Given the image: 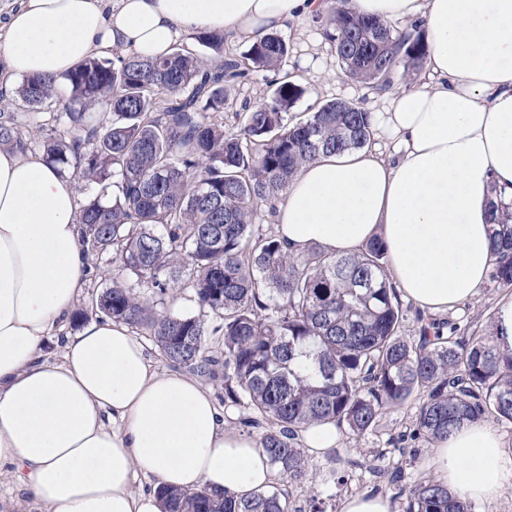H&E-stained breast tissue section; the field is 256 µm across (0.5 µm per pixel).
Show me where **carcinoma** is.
<instances>
[{
  "label": "carcinoma",
  "instance_id": "obj_1",
  "mask_svg": "<svg viewBox=\"0 0 512 512\" xmlns=\"http://www.w3.org/2000/svg\"><path fill=\"white\" fill-rule=\"evenodd\" d=\"M334 0L323 34L344 77L384 90L391 74L420 68V32L352 12ZM224 32L198 31L159 58L135 52L90 58L64 83L24 79V111H0V147L39 152L71 174L83 197L78 223L88 256L112 255V286L94 313L148 331L164 357L209 375L205 337H224V402L271 422L260 445L288 485L310 483V512H325L298 429L332 422L352 437L418 396L414 437L445 441L464 421L512 424V355L492 335H458L440 322L418 340L401 333L404 311L379 241L352 255L295 256L255 223L275 211L297 169L323 154L366 145L370 115L346 102H318L288 122L303 89L282 70L288 45L277 32L240 57L221 53ZM275 74L269 100L244 104L245 122L224 128L228 90L251 72ZM112 115L93 124L86 109ZM493 279L512 285V223L494 228ZM193 291L198 315L157 310V298ZM217 325H212V322ZM158 495L165 512H288L275 487L237 500L205 488ZM404 512H474L438 481L408 490Z\"/></svg>",
  "mask_w": 512,
  "mask_h": 512
}]
</instances>
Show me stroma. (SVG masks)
Wrapping results in <instances>:
<instances>
[{
    "mask_svg": "<svg viewBox=\"0 0 512 512\" xmlns=\"http://www.w3.org/2000/svg\"><path fill=\"white\" fill-rule=\"evenodd\" d=\"M322 28V19L308 18L289 23L281 30L289 45L283 67L292 73L296 83L304 90L302 97L290 106V118L305 117L314 102L324 103L336 99L357 103L372 112L380 110L383 106L382 94L342 76L337 58L325 40ZM271 79V73L258 72L231 88L229 105L224 111L225 128L240 127L243 117L239 109L243 103L258 104L269 99L272 93ZM506 290V285L489 282L473 300L460 305L458 311L448 314V321L456 324L464 336L477 331H490L495 303ZM222 348V337L216 335L207 338L203 353L215 358L216 365L214 377L205 378L204 383L210 388L229 426L249 435L261 436L269 428V421L255 418L251 411L224 401ZM415 410L416 404L412 401L403 407L390 409L372 432L357 439L343 435L340 448L312 458L316 485L327 497V512H338L340 495L368 491L389 497L397 512H404L407 505L405 489L431 477L423 466L431 445L411 437ZM381 451L387 454L383 463L386 473L379 477L369 472L367 465ZM349 457L358 461V468H347L345 460ZM395 469L401 470L402 477L400 481L392 483L386 474ZM341 477L345 478L346 483L340 488L336 482Z\"/></svg>",
    "mask_w": 512,
    "mask_h": 512,
    "instance_id": "35a3bbf8",
    "label": "stroma"
}]
</instances>
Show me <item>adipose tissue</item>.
Masks as SVG:
<instances>
[{"instance_id": "1", "label": "adipose tissue", "mask_w": 512, "mask_h": 512, "mask_svg": "<svg viewBox=\"0 0 512 512\" xmlns=\"http://www.w3.org/2000/svg\"><path fill=\"white\" fill-rule=\"evenodd\" d=\"M357 14L412 20L425 71L372 115L381 143L304 165L277 203L295 255L387 246V275L436 317L477 296L494 265V224L512 203V0H350ZM328 0H23L0 31V89L60 78L91 57L166 55L194 30L257 40L325 12ZM75 181L42 156L0 148V475L49 512H162L159 485L245 497L274 472L258 441L227 428L198 377L158 370L129 327L105 316L43 353L87 282ZM474 501L512 487V449L467 422L426 459Z\"/></svg>"}]
</instances>
